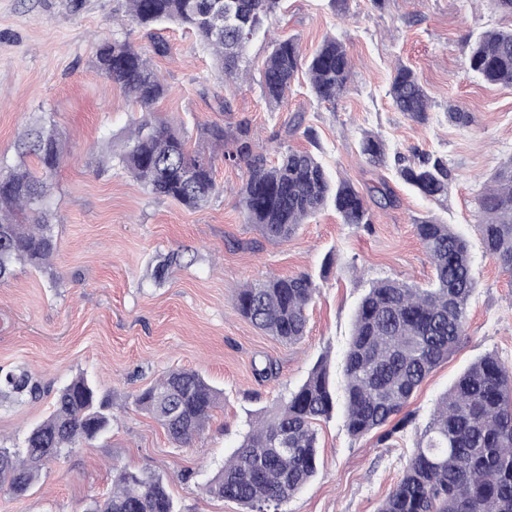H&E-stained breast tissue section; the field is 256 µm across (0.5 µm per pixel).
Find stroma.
<instances>
[{
	"label": "stroma",
	"instance_id": "stroma-1",
	"mask_svg": "<svg viewBox=\"0 0 512 512\" xmlns=\"http://www.w3.org/2000/svg\"><path fill=\"white\" fill-rule=\"evenodd\" d=\"M124 0H0V158L35 123L52 119L66 154L51 178L58 250L48 272L17 269L0 285V367L23 368L44 389L39 399L0 397V445L19 443L48 416L57 390L86 373L112 402V430L45 468L30 496L0 490V512H81L110 492L112 471L148 469L161 475L176 512H240L238 504L203 486L238 447L250 420L302 383L327 356L333 386L342 390L341 361L354 311L370 282L391 278L414 285L433 277L414 224L438 216L465 234L478 288L469 334L418 388L405 409L410 421L391 441L351 437L342 413L319 422L318 473L283 512H377L401 477L434 404L455 377L485 353L512 366V276L485 253L475 229L477 197L512 158V88L486 83L468 69L462 42L512 28V16L492 0H283L277 34L311 54L325 36L342 39L353 75L345 95L317 102L299 79L283 106L262 96L265 37L249 46L244 81L227 86L194 36L173 24L160 34L168 53L152 59L169 93L157 108L189 145L209 149L207 128L248 125L267 157L289 148L315 152L334 175L361 192L387 186L388 208L372 206L369 226L341 223L325 210L288 241H265L241 212L243 168L217 163L218 196L191 211L152 195L114 168H100L107 140L123 139L141 114L134 100L94 66L96 45L111 35L148 45L135 25L118 27ZM427 90L431 109L420 124L398 112L389 96L397 64ZM227 111H220L219 101ZM380 136L389 154L442 156L450 172L448 199L429 203L397 176L394 164L360 158L364 132ZM181 253L182 267L163 282L154 266ZM300 273L320 292L308 309L307 334L297 345L266 335L235 308L244 284ZM273 361L275 377L257 380L255 366ZM199 371L224 399L192 446H177L132 396L166 371Z\"/></svg>",
	"mask_w": 512,
	"mask_h": 512
}]
</instances>
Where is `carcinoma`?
Returning <instances> with one entry per match:
<instances>
[{
  "label": "carcinoma",
  "instance_id": "1",
  "mask_svg": "<svg viewBox=\"0 0 512 512\" xmlns=\"http://www.w3.org/2000/svg\"><path fill=\"white\" fill-rule=\"evenodd\" d=\"M279 0H125L120 24L148 34L174 23L195 34L211 51L218 79L242 78L250 43L266 30ZM470 70L482 79L512 87V28L487 31L465 42ZM95 67L134 97L143 109L119 151L107 146L104 161L142 183L153 195L189 210L205 206L217 192L216 156L191 150L180 130L152 118L153 106L169 92L146 52L118 37L97 45ZM308 76L316 101L334 103L350 82L346 44L324 39L309 55L292 38L271 44L261 74L266 101L287 99L299 72ZM397 111L427 120L430 98L414 71L398 64L390 85ZM208 138L221 159L244 166L241 189L245 220L274 242L292 237L301 224L326 208L344 224H371L364 194L335 178L310 152L288 149L277 162L253 150L249 129L227 133L210 126ZM64 151L53 123L28 134L19 162L0 175V284L18 265L45 272L57 250L48 181ZM358 152L373 165L386 163L384 141L366 133ZM418 195L432 203L448 198L449 171L441 157H426L397 168ZM482 215L477 230L486 253L512 274V160L503 164L477 197ZM433 266L426 286L395 279L372 282L361 297L342 363L344 423L353 437L378 434L385 443L404 425L389 426L428 377L468 336L470 301L476 291L470 243L435 215L415 224ZM319 292L309 274L268 278L237 289L236 309L262 332L287 345L306 335V308ZM40 385L25 370L0 371V396L37 397ZM222 393L196 371L174 369L138 392L134 404L150 414L182 447L200 435ZM336 393L329 369L316 365L307 379L254 422L235 454L206 484L212 495L233 501L243 512H281L317 473L315 423L330 418ZM112 427V405L81 374L61 387L53 411L27 433L23 446H0V488L26 496L45 466L83 448ZM82 512H175L163 478L147 470H119L112 493ZM377 512H512V369L494 353L471 363L435 403L429 422L400 480Z\"/></svg>",
  "mask_w": 512,
  "mask_h": 512
}]
</instances>
